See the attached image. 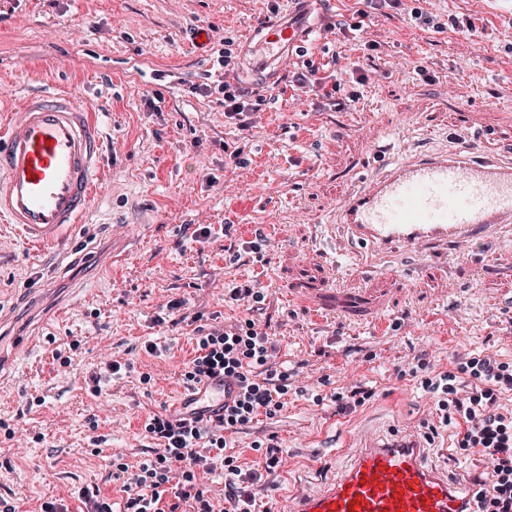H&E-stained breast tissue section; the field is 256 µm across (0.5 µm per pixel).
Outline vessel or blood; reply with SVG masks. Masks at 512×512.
<instances>
[{"label":"vessel or blood","mask_w":512,"mask_h":512,"mask_svg":"<svg viewBox=\"0 0 512 512\" xmlns=\"http://www.w3.org/2000/svg\"><path fill=\"white\" fill-rule=\"evenodd\" d=\"M292 18L257 24L241 55L243 76L276 81L303 40L310 0ZM95 112L64 89L40 87L0 123V222L38 246L59 243L80 223L102 181ZM358 272L385 253H420L448 244L465 251L512 223V153L490 143L415 154L383 163L333 211ZM474 488L449 485L429 469L418 437L364 433L336 483L316 494L283 495L278 512H463Z\"/></svg>","instance_id":"obj_1"}]
</instances>
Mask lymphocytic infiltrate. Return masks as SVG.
I'll return each instance as SVG.
<instances>
[{
  "label": "lymphocytic infiltrate",
  "mask_w": 512,
  "mask_h": 512,
  "mask_svg": "<svg viewBox=\"0 0 512 512\" xmlns=\"http://www.w3.org/2000/svg\"><path fill=\"white\" fill-rule=\"evenodd\" d=\"M267 343V333L250 319L230 330L198 334V355L186 380L198 387L220 377L236 387V395L209 422L198 411L189 418H151L146 429L164 446L157 449L155 461L140 465L128 478L124 512H177L179 502L187 499L196 501L197 512H216L203 489L193 485V468L202 460L197 449L204 443L224 450L225 429L252 422L260 409L283 395L288 375L273 369ZM463 373L470 375L469 384L460 382ZM425 388L433 394L443 424L456 425V447L493 462L487 476L475 480L481 493L470 502L471 512H512V406L506 402L512 372L496 356H474L457 371L426 379ZM169 493L176 501L168 505L164 497Z\"/></svg>",
  "instance_id": "lymphocytic-infiltrate-1"
}]
</instances>
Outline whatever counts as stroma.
<instances>
[{"label":"stroma","mask_w":512,"mask_h":512,"mask_svg":"<svg viewBox=\"0 0 512 512\" xmlns=\"http://www.w3.org/2000/svg\"><path fill=\"white\" fill-rule=\"evenodd\" d=\"M319 2L306 56L291 55L269 85L217 58L225 39L241 52L253 26L285 17L293 0H0V114L40 82L68 88L97 113L104 167L84 223L59 245L41 251L0 228V308L16 314L0 329V503L82 512L79 490L97 488L123 508L129 472L158 445L146 424L189 390L196 326L247 319L290 379L280 408L226 431L223 467L197 472L214 500L229 465L259 473L263 512L281 490H326L348 463L342 446L368 429L421 430L428 465L449 481L489 470L453 449L423 383L467 353L512 367V263L495 257L512 248V224L498 244L397 253L362 278L318 209L355 193L383 154L486 135L512 147V0H420L440 32L395 8L362 18L354 0ZM308 61L322 77L368 80L330 102L293 85ZM225 82L265 98L246 129L224 121ZM201 225L210 237L196 236ZM109 251L111 269L90 263ZM313 281L329 287L307 295ZM245 283L250 307L228 298ZM37 332L45 342L15 358V337ZM114 361L122 369L107 375ZM354 385L370 398L338 413L334 395ZM271 436L281 463L268 476L260 443Z\"/></svg>","instance_id":"stroma-1"}]
</instances>
